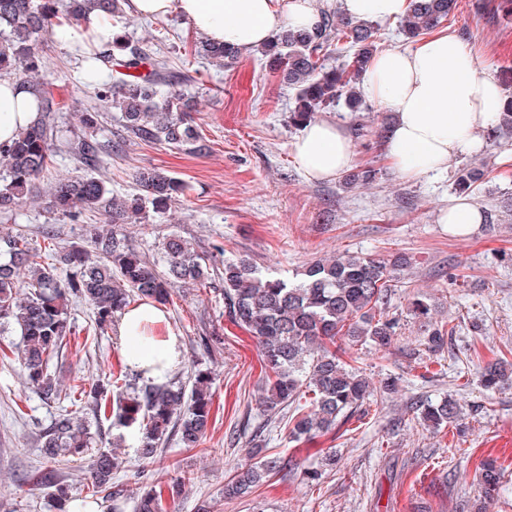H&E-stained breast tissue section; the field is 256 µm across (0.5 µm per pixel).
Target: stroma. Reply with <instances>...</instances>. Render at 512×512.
Masks as SVG:
<instances>
[{
    "instance_id": "1",
    "label": "stroma",
    "mask_w": 512,
    "mask_h": 512,
    "mask_svg": "<svg viewBox=\"0 0 512 512\" xmlns=\"http://www.w3.org/2000/svg\"><path fill=\"white\" fill-rule=\"evenodd\" d=\"M492 2L458 0L443 27L475 50L480 69L512 97V16L489 13ZM115 24L132 42L159 50L173 89L194 105V125L207 153L127 140L108 110L98 125L84 126L81 113L96 104L95 89L84 77V56L78 46L52 36L42 78L65 107L62 136L98 143L99 158L86 165L56 153L36 182V196L17 208L15 221L0 219V236L25 234L41 250L43 231L51 228L59 246H89L93 233L110 227L105 216L87 209L79 222H71L50 208V186L64 177L92 175L123 199L140 192L136 171L151 168L180 179L183 194L166 214L115 227L149 259L162 260V243L171 235L184 237L216 262L241 256L284 277L345 251L381 259L403 254L412 265L395 280L389 306L400 319V343L421 334L408 312V299L417 294L431 304L436 319L455 325L456 334L425 372L397 350L383 359L372 350L348 347L371 382L390 374L402 382L378 409L352 422L344 437L318 438V447L336 453L328 466L267 423L259 406L264 384L259 346L225 318L220 291L177 287L165 306L182 343L172 374L184 380L197 370L210 372L213 406L206 442L185 448L169 437L162 462L147 464L138 457L131 430H124L116 449L111 421L91 420V449L116 450L121 465L114 479L128 498L112 504L87 496L86 459L65 456L59 479L73 499L83 501L86 512H133L141 483L166 482L180 471L193 482L170 512H195L202 500L212 512H254L260 505L266 512H457L462 500L478 493L477 466L493 458L502 484L488 512H512V388L491 393L479 377L480 366L512 352V138L485 142L480 152L454 157L447 169L416 180L392 168L382 149H366L358 140L352 166L375 163L380 170L375 182L355 188L340 177L311 182L291 153L302 131L291 120L296 92L265 70L254 51L223 66L201 57L195 51L198 34L175 13L160 20L127 13ZM473 163L484 176L467 199L492 221L454 236L440 224V215L458 201V173ZM71 316L76 334L50 361L49 373L63 385L78 376L92 385L106 383L110 368L123 361L116 332L96 334L93 309L83 301L72 303ZM444 396L457 400L460 416L435 434L417 420L412 405ZM59 409L57 401L27 384L15 355H0V512H58L30 477L47 464L39 436ZM259 428L268 453L286 460L307 457L321 469V484L311 485L287 469L259 493L225 500L224 480L248 461Z\"/></svg>"
}]
</instances>
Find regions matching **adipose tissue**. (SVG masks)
<instances>
[{"label": "adipose tissue", "instance_id": "1", "mask_svg": "<svg viewBox=\"0 0 512 512\" xmlns=\"http://www.w3.org/2000/svg\"><path fill=\"white\" fill-rule=\"evenodd\" d=\"M349 17L395 19L408 0H337ZM129 12L161 19L181 15L209 42L248 51L268 42L281 26L312 28L320 13L316 0H128ZM362 96L391 112L384 140L392 167L408 179L446 168L449 158L477 152L482 131L502 110L499 83L480 72L473 50L457 36L438 31L413 48H389L373 56L360 85ZM35 94L19 81L0 79V143L6 144L35 119ZM297 166L310 181L331 180L354 158L349 133L336 121L308 123L292 145ZM121 353L146 379L165 382L181 355L180 340L165 310L142 302L124 312Z\"/></svg>", "mask_w": 512, "mask_h": 512}]
</instances>
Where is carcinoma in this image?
<instances>
[{
    "mask_svg": "<svg viewBox=\"0 0 512 512\" xmlns=\"http://www.w3.org/2000/svg\"><path fill=\"white\" fill-rule=\"evenodd\" d=\"M456 7V0H409L404 32L410 39L437 29ZM108 17L120 11V0H0V73L14 74L28 84L39 100L33 124L9 145H0V214L13 211L33 192L35 182L47 168L57 148L93 161L97 149L87 139L76 137L57 142V108L53 97L37 80L45 68L44 37L52 34L59 17L80 23L89 10ZM320 24L312 30L285 28L261 48L265 66L282 75L297 90L293 121L305 124L314 113L333 107L345 98L350 111L362 109L354 91L375 50V28L368 21L353 20L319 7ZM336 52L341 63L332 68L324 57ZM202 56L221 62L232 61L239 51L207 40L200 42ZM109 67L111 81L98 84L99 107L120 114L123 128L135 141L160 143L201 154L208 145L187 122L184 95L165 90L163 61L149 46L132 45L121 34L100 53ZM512 132V100L503 103L499 123L488 129L496 138ZM378 174L366 165L345 176L347 185L369 184ZM478 167L464 168L456 181L467 193L482 179ZM142 194L117 199L104 181L96 177L61 179L50 191L52 207L77 221L84 210L97 209L112 224L142 219L152 211L164 214L183 193L177 178L154 170L138 173ZM0 333L12 328L21 336L18 360L30 384L44 398L69 401L40 438L50 465L33 477L58 502L68 497L52 466L61 453L82 455L90 444L89 432L78 419V410L89 405L96 415L111 414L113 423L136 428L140 434L139 456L152 463L161 460L169 434L179 437L185 448L206 442L211 422L212 378L200 371L191 385L170 378L161 384L139 386L122 373H110L108 386L90 390L73 385L60 387L47 372L48 362L64 348L73 334L69 303L80 299L94 306L100 331L112 326L131 300L139 298L165 305L174 288L182 284L202 287L220 280L224 284V316L245 330L260 347L267 381L260 406L270 418L291 412L285 422L287 438L310 444L332 434L341 438L344 426L366 415L370 407L396 387L386 379L373 386L359 366L343 359L338 340L346 336L354 345L368 347L386 356L394 344L398 318L389 314L392 282L411 266L400 255L391 263L344 252L329 260L307 264L293 279L264 273L245 259H224L217 272L208 260L178 235L163 243L165 267L142 255L114 232L99 233L93 250L63 248L58 263L40 261L27 246L24 236L0 237ZM65 265V275L57 264ZM410 315L421 322L423 336L415 347L402 353L411 362L436 357L452 338L455 327L432 316L421 295L408 299ZM480 382L486 391L512 387V362L499 358L482 368ZM416 417L440 431L458 417L452 398L422 402ZM255 461L235 467L224 485V498H242L270 482L283 470L276 454L264 453L266 440L257 432L251 440ZM119 467L113 452L100 451L90 460L91 494L106 493V500L125 499L123 485L114 482ZM484 498L493 499L500 473L495 462L480 463L477 474ZM193 477L180 474L169 484L151 483L137 496L134 512H167V501L178 498Z\"/></svg>",
    "mask_w": 512,
    "mask_h": 512,
    "instance_id": "cac0c4a2",
    "label": "carcinoma"
}]
</instances>
